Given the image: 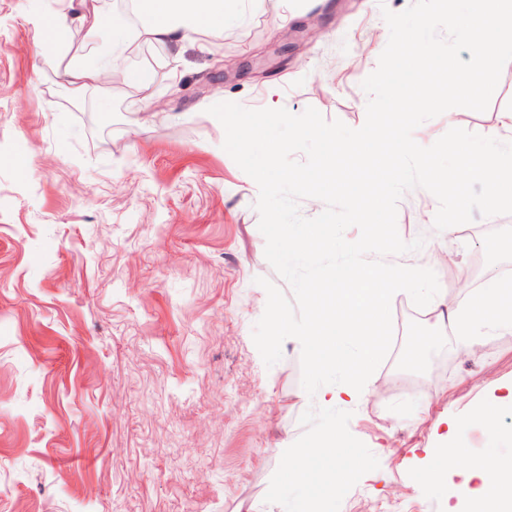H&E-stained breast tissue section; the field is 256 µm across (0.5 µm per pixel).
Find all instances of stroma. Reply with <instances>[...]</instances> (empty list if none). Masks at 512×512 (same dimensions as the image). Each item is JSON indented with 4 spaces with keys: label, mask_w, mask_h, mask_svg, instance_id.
Segmentation results:
<instances>
[{
    "label": "stroma",
    "mask_w": 512,
    "mask_h": 512,
    "mask_svg": "<svg viewBox=\"0 0 512 512\" xmlns=\"http://www.w3.org/2000/svg\"><path fill=\"white\" fill-rule=\"evenodd\" d=\"M413 0H230L235 46L208 37L143 58L144 89L60 92L40 24L59 0H0V512H280L265 503L283 452L303 433L311 400L301 345L265 366L252 338L265 257L259 189L224 150L213 101L249 109L318 110L360 128L363 80L389 30L383 10ZM322 24L305 48L286 33ZM234 73L200 88L222 65ZM109 96L110 111L100 109ZM512 62L486 111L453 108L413 132L422 146L449 129L512 140ZM437 199L416 188L397 228L415 252L390 264L432 269L441 293L462 272L512 262V215L480 243L436 230ZM404 292L391 302L398 349L356 399L349 430L378 458L340 512H466L434 472L446 446L512 457V404L487 407L512 381V330L457 352L439 311ZM459 417L449 439L438 415Z\"/></svg>",
    "instance_id": "obj_1"
}]
</instances>
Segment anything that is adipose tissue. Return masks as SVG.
Returning a JSON list of instances; mask_svg holds the SVG:
<instances>
[{"label": "adipose tissue", "instance_id": "obj_1", "mask_svg": "<svg viewBox=\"0 0 512 512\" xmlns=\"http://www.w3.org/2000/svg\"><path fill=\"white\" fill-rule=\"evenodd\" d=\"M228 0H142L148 20L130 29L111 15L108 0H77L68 11L52 16L43 28L46 41L59 46L72 28L84 29L91 41H103L107 52H123L138 38L177 46L199 34L223 32L229 20ZM427 304L445 308L460 349H470L481 329L512 330V287L500 277H490L479 293L448 304L439 293L426 298ZM452 468L437 473V480L452 483L456 496L468 503L470 512H512V471L493 459H472L452 449Z\"/></svg>", "mask_w": 512, "mask_h": 512}]
</instances>
